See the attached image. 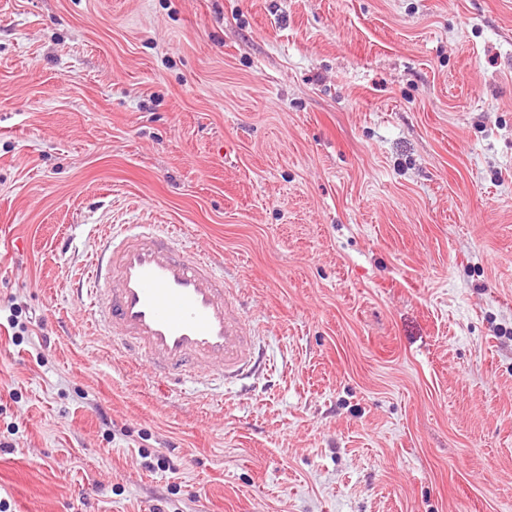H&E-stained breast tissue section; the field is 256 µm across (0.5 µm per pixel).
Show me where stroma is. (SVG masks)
Wrapping results in <instances>:
<instances>
[{
	"label": "stroma",
	"instance_id": "obj_1",
	"mask_svg": "<svg viewBox=\"0 0 512 512\" xmlns=\"http://www.w3.org/2000/svg\"><path fill=\"white\" fill-rule=\"evenodd\" d=\"M224 258L265 367L114 360L95 227ZM9 512H512V0H0Z\"/></svg>",
	"mask_w": 512,
	"mask_h": 512
}]
</instances>
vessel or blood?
<instances>
[{"label": "vessel or blood", "instance_id": "b4317fda", "mask_svg": "<svg viewBox=\"0 0 512 512\" xmlns=\"http://www.w3.org/2000/svg\"><path fill=\"white\" fill-rule=\"evenodd\" d=\"M76 293L114 358L147 365L168 390L199 383L204 366L236 381L256 365L255 325L223 257L191 253L160 225L110 227Z\"/></svg>", "mask_w": 512, "mask_h": 512}]
</instances>
